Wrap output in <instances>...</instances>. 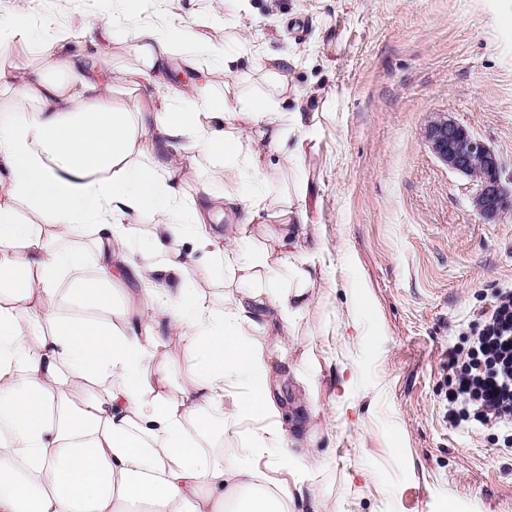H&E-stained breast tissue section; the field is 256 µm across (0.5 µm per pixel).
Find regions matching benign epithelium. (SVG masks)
<instances>
[{
	"instance_id": "7a95c632",
	"label": "benign epithelium",
	"mask_w": 512,
	"mask_h": 512,
	"mask_svg": "<svg viewBox=\"0 0 512 512\" xmlns=\"http://www.w3.org/2000/svg\"><path fill=\"white\" fill-rule=\"evenodd\" d=\"M436 158L449 169L472 178V205L486 219L512 208V174L503 176L498 155L447 113H438L426 129Z\"/></svg>"
}]
</instances>
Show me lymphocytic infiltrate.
<instances>
[{
	"instance_id": "f902f5d3",
	"label": "lymphocytic infiltrate",
	"mask_w": 512,
	"mask_h": 512,
	"mask_svg": "<svg viewBox=\"0 0 512 512\" xmlns=\"http://www.w3.org/2000/svg\"><path fill=\"white\" fill-rule=\"evenodd\" d=\"M448 349V426L496 436L512 447V285L495 289L494 302Z\"/></svg>"
}]
</instances>
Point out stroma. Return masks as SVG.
<instances>
[{"instance_id": "35a3bbf8", "label": "stroma", "mask_w": 512, "mask_h": 512, "mask_svg": "<svg viewBox=\"0 0 512 512\" xmlns=\"http://www.w3.org/2000/svg\"><path fill=\"white\" fill-rule=\"evenodd\" d=\"M191 25L215 47L238 32L294 56L304 114L317 301L299 350L319 366L321 463L309 482L329 512H512V454L449 429V346L512 285V211L487 221L471 181L432 154L446 112L512 173V0H250ZM113 0H28L44 31L111 23Z\"/></svg>"}]
</instances>
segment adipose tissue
Masks as SVG:
<instances>
[{
  "label": "adipose tissue",
  "instance_id": "adipose-tissue-1",
  "mask_svg": "<svg viewBox=\"0 0 512 512\" xmlns=\"http://www.w3.org/2000/svg\"><path fill=\"white\" fill-rule=\"evenodd\" d=\"M157 2L163 21L59 28L36 64L0 65V512H323L302 451L318 427L281 422L275 372L314 397L316 364L289 361L315 299L308 187L269 188L300 161L293 60L244 38L219 50L186 24L191 5ZM96 35L132 44L121 73L144 105L113 104ZM176 65L231 81L215 99L169 80ZM256 70L267 90L246 87ZM204 161L223 190L188 192ZM69 274L107 318L58 314ZM199 278L222 279L221 303ZM165 337L192 357L176 393Z\"/></svg>",
  "mask_w": 512,
  "mask_h": 512
}]
</instances>
